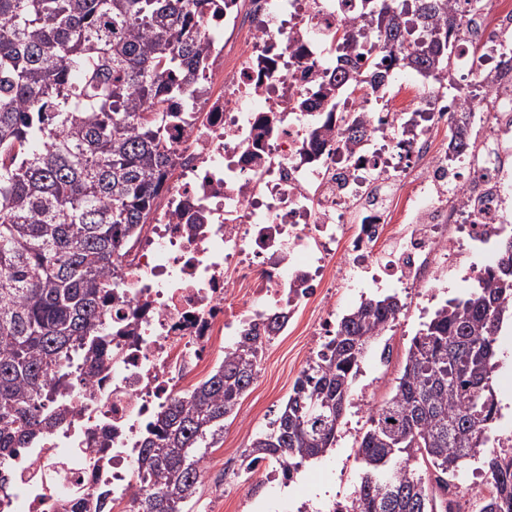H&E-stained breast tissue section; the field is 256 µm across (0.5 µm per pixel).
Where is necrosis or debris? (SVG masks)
I'll use <instances>...</instances> for the list:
<instances>
[{"label": "necrosis or debris", "mask_w": 512, "mask_h": 512, "mask_svg": "<svg viewBox=\"0 0 512 512\" xmlns=\"http://www.w3.org/2000/svg\"><path fill=\"white\" fill-rule=\"evenodd\" d=\"M209 66L191 122L166 129L172 163L151 224L122 259L105 307L112 358L61 406L63 425L26 451L0 512H85L80 493L128 505L153 415L266 316L280 335L335 288L441 287L492 267L512 237V0H483L449 38L460 63L433 81L393 63L391 86L353 72L337 96L342 35L369 42L357 0L186 4ZM479 90L478 107L448 99ZM363 115L350 136L342 122ZM474 137L452 147L449 116Z\"/></svg>", "instance_id": "1"}]
</instances>
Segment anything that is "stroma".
<instances>
[{
    "label": "stroma",
    "mask_w": 512,
    "mask_h": 512,
    "mask_svg": "<svg viewBox=\"0 0 512 512\" xmlns=\"http://www.w3.org/2000/svg\"><path fill=\"white\" fill-rule=\"evenodd\" d=\"M405 309L384 343L374 344L361 362L362 372L354 384L365 390L372 405H381L391 394L405 364V352L423 322L429 302L421 295L401 293ZM315 321L303 316L298 328L267 345L258 363L253 383L242 398L235 417L224 423V442L207 454L209 471L200 486L195 512H298L308 504L309 512H327L331 499L348 495L357 486L362 467L354 455L355 440L367 427L368 415L348 406L337 432L336 445L325 456L301 468L289 487L273 485L261 498L252 499L248 484L236 494L224 493V460H243L251 435L265 428L283 407L293 382L306 363ZM499 365L495 391L502 407L501 425L512 426V335L498 341ZM390 347L388 362H381L382 347Z\"/></svg>",
    "instance_id": "35a3bbf8"
}]
</instances>
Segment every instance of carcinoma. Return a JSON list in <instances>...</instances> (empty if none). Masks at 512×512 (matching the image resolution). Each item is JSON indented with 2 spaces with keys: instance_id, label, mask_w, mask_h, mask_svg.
Returning <instances> with one entry per match:
<instances>
[{
  "instance_id": "cac0c4a2",
  "label": "carcinoma",
  "mask_w": 512,
  "mask_h": 512,
  "mask_svg": "<svg viewBox=\"0 0 512 512\" xmlns=\"http://www.w3.org/2000/svg\"><path fill=\"white\" fill-rule=\"evenodd\" d=\"M449 0H378L369 8L385 85L409 71L448 70ZM183 0H0V497L24 449L66 419L54 394L77 386L73 364L104 362L112 330L103 301L115 259L150 219L169 171L165 129L191 119L192 70L205 66ZM394 295L363 300L294 381L279 415L252 441L288 479L336 445V431L372 343L396 326ZM512 322V239L464 296L412 338L388 400L370 411L357 446L363 475L352 512H461L453 492L468 460L492 485L477 512H512V452L490 448L499 405L498 336ZM275 315L246 330L224 360L158 414L136 458L129 512H193L208 449L224 439L254 380Z\"/></svg>"
}]
</instances>
